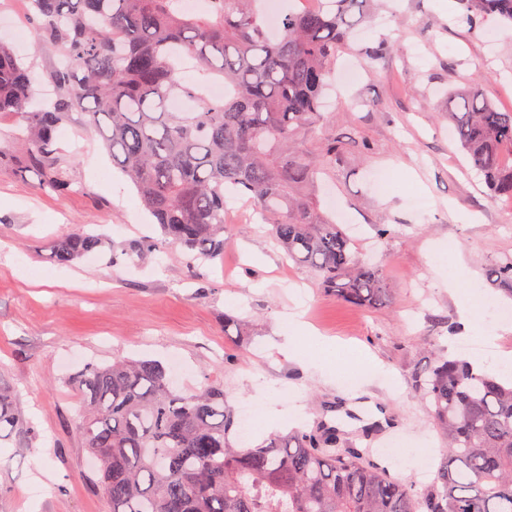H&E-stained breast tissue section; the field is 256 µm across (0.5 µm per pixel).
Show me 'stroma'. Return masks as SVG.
Instances as JSON below:
<instances>
[{"label":"stroma","mask_w":512,"mask_h":512,"mask_svg":"<svg viewBox=\"0 0 512 512\" xmlns=\"http://www.w3.org/2000/svg\"><path fill=\"white\" fill-rule=\"evenodd\" d=\"M366 12L369 23L333 66L338 76L358 64L360 79L331 89L320 122L297 138L310 154L342 143L308 193L382 270L391 297L375 309L340 301L311 268L286 259L244 200L228 203L224 250L196 272L176 250L141 258V242L160 231L82 115L56 133L60 175L70 185L58 195L43 190L41 172L17 147L27 132L22 115L0 113V388L29 420L0 441L7 512H110L78 433L80 400L70 380L87 364L115 358L156 361L187 390L223 385L237 415L273 403L281 434L316 428L335 406L328 419L406 482L423 449L438 464L444 441L415 374L436 352L473 364L512 353V323L484 341L483 354L467 351L464 299L448 290L435 261L441 251L462 256L479 273L474 294L512 311V283L495 276L512 259V201L490 197L448 120L452 90L478 91L512 111V29L491 17L470 28L456 0L392 7L371 0ZM0 13L21 26L14 50L52 92L59 58L39 39L25 0H0ZM383 40L391 51L373 59ZM88 229L115 246L119 264L98 255L56 264L54 242ZM294 312L373 365L349 380L335 368L289 360L280 346ZM228 316L234 327H225ZM396 441L401 452L387 455Z\"/></svg>","instance_id":"1"}]
</instances>
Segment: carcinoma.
I'll use <instances>...</instances> for the list:
<instances>
[{"label":"carcinoma","instance_id":"carcinoma-1","mask_svg":"<svg viewBox=\"0 0 512 512\" xmlns=\"http://www.w3.org/2000/svg\"><path fill=\"white\" fill-rule=\"evenodd\" d=\"M186 14L180 0H33L41 36L62 58L49 110L26 111L34 78L0 42V112H20L19 145L51 171L43 188L69 189L57 173L55 132L80 109L136 189L162 238L140 251L179 249L194 270L224 250L226 195L250 200L288 259L310 267L342 301H388L379 268L317 213L304 187L327 157L297 162L296 132L318 119L336 53L364 19L368 0H320L268 32L254 0H207ZM477 26L489 15L512 25V0H459ZM224 82L205 99L170 52ZM448 111L461 149L490 195L512 199V112L475 91ZM108 243L82 232L57 240L70 265ZM85 419L79 434L98 463L112 512H512V381L459 359L435 357L416 376L427 413L446 440L434 481L395 480L325 425L243 447L224 386L176 389L152 361L93 364L73 378ZM27 424L0 389V432Z\"/></svg>","mask_w":512,"mask_h":512}]
</instances>
